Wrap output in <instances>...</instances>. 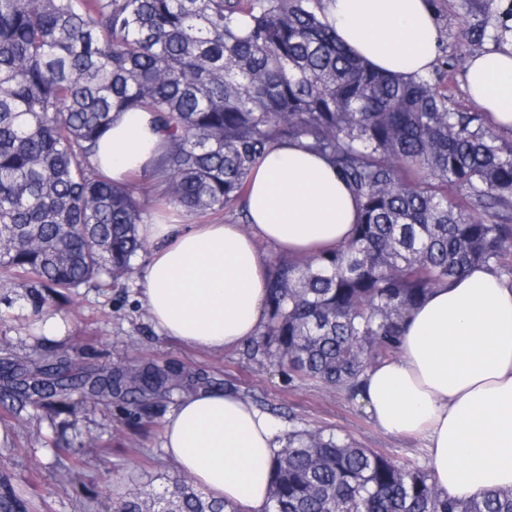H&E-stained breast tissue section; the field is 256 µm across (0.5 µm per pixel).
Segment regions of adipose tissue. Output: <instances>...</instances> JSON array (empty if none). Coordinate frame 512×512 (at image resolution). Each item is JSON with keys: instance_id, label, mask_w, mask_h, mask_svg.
Listing matches in <instances>:
<instances>
[{"instance_id": "obj_1", "label": "adipose tissue", "mask_w": 512, "mask_h": 512, "mask_svg": "<svg viewBox=\"0 0 512 512\" xmlns=\"http://www.w3.org/2000/svg\"><path fill=\"white\" fill-rule=\"evenodd\" d=\"M353 54L389 74L428 72L440 34L430 0H324ZM470 100L512 129V48L470 60ZM167 138L149 112H122L92 162L125 183L153 169ZM242 205L249 226L185 224L168 207L140 237L151 246L139 284L155 329L187 346L231 350L256 336L267 297L258 245L284 255L345 244L358 205L335 166L297 143L273 147L252 172ZM360 397L385 433L420 435L439 490L469 498L512 487V284L474 268L434 289L407 318L396 358L369 368ZM278 428L251 402L201 388L167 416L162 447L208 494L265 512Z\"/></svg>"}]
</instances>
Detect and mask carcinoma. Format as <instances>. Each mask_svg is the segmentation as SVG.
<instances>
[{
    "instance_id": "obj_1",
    "label": "carcinoma",
    "mask_w": 512,
    "mask_h": 512,
    "mask_svg": "<svg viewBox=\"0 0 512 512\" xmlns=\"http://www.w3.org/2000/svg\"><path fill=\"white\" fill-rule=\"evenodd\" d=\"M496 0H464L482 19ZM151 112L168 135L147 198L92 164L116 112ZM326 156L357 200L352 238L268 266L265 320L249 360L360 395L395 358L409 313L473 267L512 283V138L483 112L448 107L424 76L352 55L323 0H0V288L32 314L78 288H117L145 250L148 204L220 213L239 204L276 145ZM52 357H0V403L73 396L149 410L204 386L189 366L133 361L94 374ZM272 461L266 512H512V488L442 495L432 471L351 436L291 426ZM0 512H23L14 492ZM115 512H243L191 485L128 491Z\"/></svg>"
}]
</instances>
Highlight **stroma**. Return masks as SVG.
<instances>
[{
    "instance_id": "35a3bbf8",
    "label": "stroma",
    "mask_w": 512,
    "mask_h": 512,
    "mask_svg": "<svg viewBox=\"0 0 512 512\" xmlns=\"http://www.w3.org/2000/svg\"><path fill=\"white\" fill-rule=\"evenodd\" d=\"M440 44L432 80H446L451 105L474 111L463 83L468 63L459 42L470 23L452 0H432ZM137 275L123 287L106 292L79 289L54 304L66 329L60 340H44L28 316L17 289L0 288V352L38 356L62 347L76 368L101 367L142 360L161 365L186 364L216 382L282 412L280 427L325 428L350 435L361 446L419 464L426 461L420 438L384 433L370 419L358 398L289 377L287 368L249 362L241 350L201 351L154 329L140 299ZM174 403L147 415H132L118 405L84 402L75 414L8 413L0 409V426L8 432L0 442V492L11 489L26 504L25 512H112L121 493L134 487L161 488L178 467L162 450V433ZM70 466L69 482L57 481L61 466Z\"/></svg>"
}]
</instances>
